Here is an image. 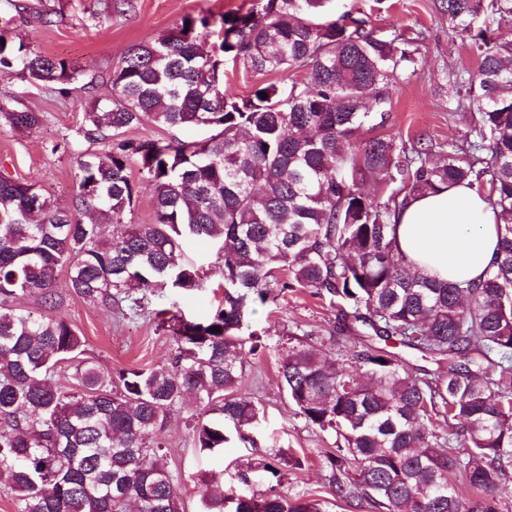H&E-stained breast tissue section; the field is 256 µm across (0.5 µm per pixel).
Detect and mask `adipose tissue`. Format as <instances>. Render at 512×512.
Returning <instances> with one entry per match:
<instances>
[{
    "label": "adipose tissue",
    "mask_w": 512,
    "mask_h": 512,
    "mask_svg": "<svg viewBox=\"0 0 512 512\" xmlns=\"http://www.w3.org/2000/svg\"><path fill=\"white\" fill-rule=\"evenodd\" d=\"M503 224L488 199L466 184L411 197L401 209L395 246L413 271L455 283L484 280Z\"/></svg>",
    "instance_id": "obj_1"
}]
</instances>
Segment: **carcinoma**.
Returning <instances> with one entry per match:
<instances>
[{"label":"carcinoma","instance_id":"carcinoma-1","mask_svg":"<svg viewBox=\"0 0 512 512\" xmlns=\"http://www.w3.org/2000/svg\"><path fill=\"white\" fill-rule=\"evenodd\" d=\"M327 2L252 0L217 19L186 15L167 36L131 46L110 76L112 99L84 113V139L108 151L80 155L73 208L0 174V485L16 495V512H182L160 439L167 413L189 393L203 406L192 425L200 451L220 452L228 426L258 447L250 429L264 409L243 391L246 355L261 352L249 319L277 300L278 288L308 289L342 319L436 364L419 374L364 342L343 362L301 343L287 349L278 377L289 401L310 425L336 434V452L326 454L336 498L372 512H499L497 494L512 472V37L489 36L477 22L489 10L511 14L512 0H445L452 29L480 57L468 79L478 110L469 148L486 156L467 165L455 145L431 162L420 140L370 135L385 123L392 78L414 59L397 38L377 34L369 16L320 20ZM229 62L258 73L304 67L307 75L237 97L224 89ZM16 71L62 92L83 76L1 28L0 100ZM0 118L20 133L43 124L42 113L2 103ZM145 121L214 134L124 138ZM477 163L485 167L476 171ZM134 166L154 187L151 224L128 218L138 196ZM482 174L503 222L486 281L464 287L413 273L394 245L400 209ZM364 182L382 199L364 194ZM87 210L90 223L80 218ZM192 237L218 246L224 307L205 320L161 322L175 345L170 362L102 373L54 314L59 275L67 271L82 298L137 315L149 304L144 289L164 302L206 287L182 258ZM27 296L41 310L16 306ZM63 368L66 384L57 380ZM287 464L302 461L273 450L239 479L249 483L257 469L278 480ZM459 479L476 497L459 494ZM201 512L321 507L273 485L247 497L211 484Z\"/></svg>","mask_w":512,"mask_h":512}]
</instances>
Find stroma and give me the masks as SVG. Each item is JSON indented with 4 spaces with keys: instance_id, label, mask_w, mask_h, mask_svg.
<instances>
[{
    "instance_id": "35a3bbf8",
    "label": "stroma",
    "mask_w": 512,
    "mask_h": 512,
    "mask_svg": "<svg viewBox=\"0 0 512 512\" xmlns=\"http://www.w3.org/2000/svg\"><path fill=\"white\" fill-rule=\"evenodd\" d=\"M14 2L10 30L15 40L34 52L65 60L79 69L83 78L65 93L18 76L10 79V108L42 113L44 123L22 134L0 119V173L37 185L61 207L74 202V174L81 154L108 150L107 144L84 139V112L89 102L111 98L109 74L120 65L127 49L164 36L186 15H219L251 5V0H130L124 7L118 0ZM328 5L333 14L350 9L370 13L373 26L382 35H398L411 42L414 62L395 79L385 134L407 143L424 140L434 162L446 158L449 145L457 144L460 160L470 161L471 155L462 145L472 136L476 112L460 78L476 72L478 57L453 33L447 15L438 10L439 0H329ZM306 74L302 67L260 74L241 65L231 66L224 87L230 94L244 97L256 85H288L304 81ZM58 292L62 297L58 315L84 336L87 355L102 372L114 375L171 358L174 342L161 330L153 310L124 317L74 295L66 283H59ZM251 325L263 333L264 352L261 358L251 360L244 390L266 412L260 427L261 447L254 450L233 443L219 458L199 453L191 426L201 408L191 397L175 405L161 439L186 512H198L209 480L235 487L246 496L264 489L260 476H253L245 486L238 483L236 473L258 458L260 451L270 449L285 450L304 461L303 468L283 470L281 492L320 501L323 512H353L336 499L329 484L325 455L336 446L334 432L310 426L277 379L290 335L312 333V346L322 348L336 328L335 307L296 288L280 294L274 308L257 307Z\"/></svg>"
}]
</instances>
